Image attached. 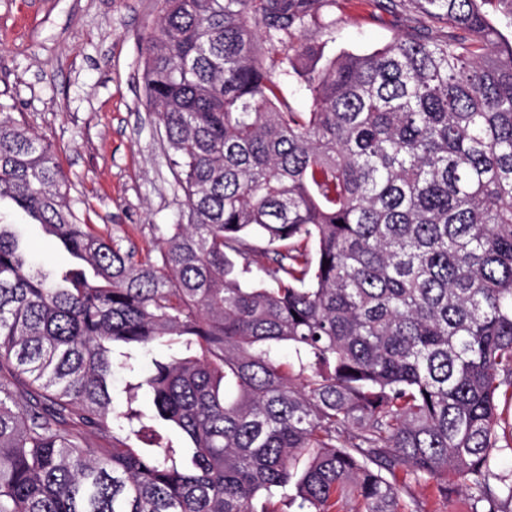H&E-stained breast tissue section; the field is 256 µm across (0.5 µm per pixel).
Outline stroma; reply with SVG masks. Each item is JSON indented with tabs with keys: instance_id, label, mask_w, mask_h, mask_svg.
<instances>
[{
	"instance_id": "stroma-1",
	"label": "stroma",
	"mask_w": 512,
	"mask_h": 512,
	"mask_svg": "<svg viewBox=\"0 0 512 512\" xmlns=\"http://www.w3.org/2000/svg\"><path fill=\"white\" fill-rule=\"evenodd\" d=\"M336 0L331 31L302 32L326 55L368 53L421 25L411 0ZM159 0H0V103L54 145L80 217L107 226L137 257H158L162 225L183 197L166 161L167 142L144 103L141 48ZM23 249L44 270L75 265L56 239L10 203Z\"/></svg>"
}]
</instances>
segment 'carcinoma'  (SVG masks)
Masks as SVG:
<instances>
[{"label":"carcinoma","instance_id":"cac0c4a2","mask_svg":"<svg viewBox=\"0 0 512 512\" xmlns=\"http://www.w3.org/2000/svg\"><path fill=\"white\" fill-rule=\"evenodd\" d=\"M414 3L448 30L289 45L297 112L268 55L335 0H162L144 93L184 201L154 260L80 220L0 104V202L95 278L0 224V512H427L412 486L449 474L512 512V41L478 0ZM119 368L192 446H139ZM275 78L279 83L283 99L297 112H308L310 102L305 93L301 90L297 76L294 74L284 76L280 74L279 69H276ZM0 212L3 224L17 225L23 249L34 261L42 264L44 271L58 272L62 268L82 264L91 274L88 265L74 258L58 240L45 235L38 224H31L10 203L2 202Z\"/></svg>","mask_w":512,"mask_h":512}]
</instances>
